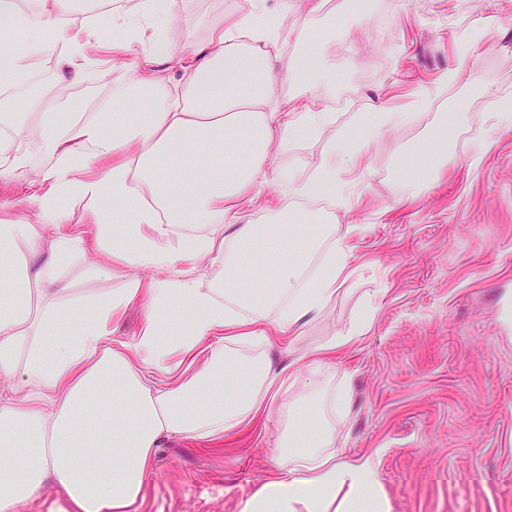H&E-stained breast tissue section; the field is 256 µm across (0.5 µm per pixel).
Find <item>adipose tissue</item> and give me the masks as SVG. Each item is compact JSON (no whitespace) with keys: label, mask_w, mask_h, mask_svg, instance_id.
Returning a JSON list of instances; mask_svg holds the SVG:
<instances>
[{"label":"adipose tissue","mask_w":512,"mask_h":512,"mask_svg":"<svg viewBox=\"0 0 512 512\" xmlns=\"http://www.w3.org/2000/svg\"><path fill=\"white\" fill-rule=\"evenodd\" d=\"M324 5L308 0L291 31L283 19L293 0L273 12L265 0H243L180 50L171 38L179 0L111 6L79 25L65 18L68 0H0V19L26 32L22 52L0 51L15 80L49 66L65 91L100 58L123 67L140 57L112 90L108 123L90 112L59 124L50 101L33 97L0 113V176L23 177L32 201L21 214L0 198V251L14 257L0 285V512H17L48 486L76 512H129L162 439L218 448L258 420L281 427L289 449L239 512H388L378 453L350 460L332 449L347 396L323 377L350 337L329 339L299 367L265 354L274 337L295 343L347 274L334 229H301L298 201L335 198L364 149L406 118L386 109L337 127L323 96L336 81L327 64L336 44L310 38ZM106 24L118 38L100 39ZM292 37L307 46L294 71L308 99L293 115L279 69ZM472 53L453 43L452 65L413 109L471 82ZM322 136L308 173L282 167L289 146ZM31 139L52 156L34 173ZM401 169L414 199L438 182L444 160L407 153ZM270 180L275 190L263 192ZM65 196L82 203L81 216L61 205ZM119 210L129 224L114 226ZM301 236L305 250H288ZM76 262L93 278L117 268L130 276L123 288L89 292L63 277ZM135 307L141 320L126 339L118 329ZM228 370L242 380L233 391L224 388ZM283 378L298 395L280 405Z\"/></svg>","instance_id":"1"}]
</instances>
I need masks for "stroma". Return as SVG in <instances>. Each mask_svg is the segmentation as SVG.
I'll use <instances>...</instances> for the list:
<instances>
[{
  "mask_svg": "<svg viewBox=\"0 0 512 512\" xmlns=\"http://www.w3.org/2000/svg\"><path fill=\"white\" fill-rule=\"evenodd\" d=\"M240 0H182L172 38L201 32ZM361 25L333 5L312 21L332 36L338 80L325 89L336 124L406 107L447 71L454 41L478 38L473 85L448 87L430 110L389 128L365 152L343 205L307 202L349 252L335 301L275 363L297 359L331 336L366 331L336 357V384L350 403L337 415L333 448L356 457L380 451L390 512H512V127L494 134L480 166L473 146L496 100L512 96V0H366ZM123 70L93 69L84 91L60 100V119L102 111V90ZM449 137L444 177L405 198L402 156L439 127ZM276 430L254 426L223 449L166 439L130 512H238L276 469Z\"/></svg>",
  "mask_w": 512,
  "mask_h": 512,
  "instance_id": "35a3bbf8",
  "label": "stroma"
}]
</instances>
